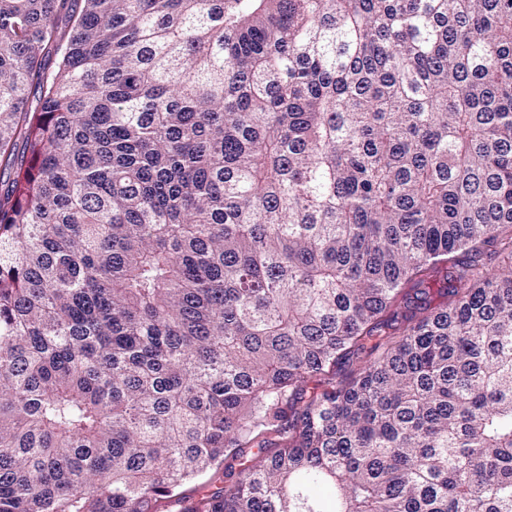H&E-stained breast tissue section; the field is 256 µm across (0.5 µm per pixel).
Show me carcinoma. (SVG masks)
Masks as SVG:
<instances>
[{
	"label": "carcinoma",
	"instance_id": "carcinoma-1",
	"mask_svg": "<svg viewBox=\"0 0 512 512\" xmlns=\"http://www.w3.org/2000/svg\"><path fill=\"white\" fill-rule=\"evenodd\" d=\"M0 165V512H512V0H0Z\"/></svg>",
	"mask_w": 512,
	"mask_h": 512
}]
</instances>
